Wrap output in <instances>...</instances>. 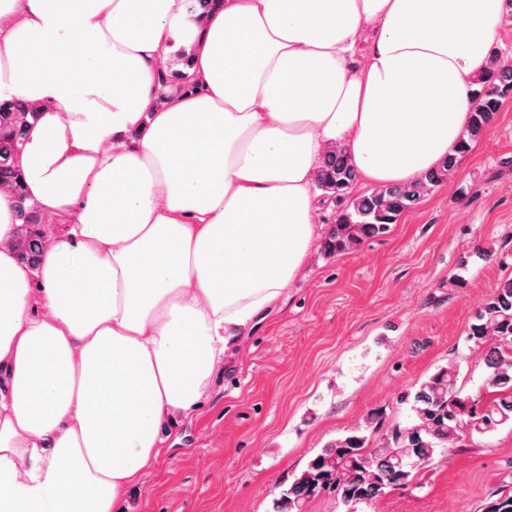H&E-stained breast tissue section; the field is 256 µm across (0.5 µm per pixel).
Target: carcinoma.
<instances>
[{
  "label": "carcinoma",
  "instance_id": "carcinoma-1",
  "mask_svg": "<svg viewBox=\"0 0 512 512\" xmlns=\"http://www.w3.org/2000/svg\"><path fill=\"white\" fill-rule=\"evenodd\" d=\"M477 101L469 125L454 153L438 168L405 186H379L370 193L349 198L357 171L346 152L333 147L323 158L316 185L336 202V218L322 250L328 256L354 249L366 238L386 235L390 225L416 205L455 171L471 144L486 135L502 104L512 96V63L499 54L489 59L485 74L477 78ZM38 115L33 103L17 101L9 112L0 111V189L17 197L20 232L14 242L17 256L34 266L48 238L36 230L45 218L17 190L21 139L29 121ZM465 343L481 354L486 376L482 391L472 399L458 386L461 361L439 368L427 380L414 384L400 397L405 418L382 430L381 412L364 424L337 437L311 459L283 490L278 509L303 512L304 505L322 492L336 494L343 512H361L395 489L421 486L419 477L434 462L464 439V434L484 436L512 426V277L500 280L477 307ZM484 512H512V483L500 486Z\"/></svg>",
  "mask_w": 512,
  "mask_h": 512
}]
</instances>
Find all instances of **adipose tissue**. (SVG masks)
I'll list each match as a JSON object with an SVG mask.
<instances>
[{"instance_id": "adipose-tissue-1", "label": "adipose tissue", "mask_w": 512, "mask_h": 512, "mask_svg": "<svg viewBox=\"0 0 512 512\" xmlns=\"http://www.w3.org/2000/svg\"><path fill=\"white\" fill-rule=\"evenodd\" d=\"M189 5L0 0V109L40 107L19 180L63 223L22 262L0 191V512H120L298 278L324 151L366 186L438 166L508 2L212 0L196 24Z\"/></svg>"}]
</instances>
